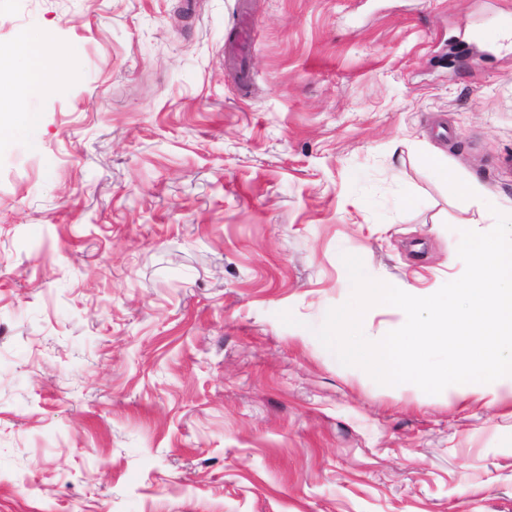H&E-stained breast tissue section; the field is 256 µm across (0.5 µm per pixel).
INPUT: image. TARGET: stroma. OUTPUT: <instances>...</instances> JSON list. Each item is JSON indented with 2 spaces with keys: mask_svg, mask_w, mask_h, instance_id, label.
Listing matches in <instances>:
<instances>
[{
  "mask_svg": "<svg viewBox=\"0 0 512 512\" xmlns=\"http://www.w3.org/2000/svg\"><path fill=\"white\" fill-rule=\"evenodd\" d=\"M24 33L70 61L0 124V512H512V397L315 335L344 255L432 294L512 207V0H0Z\"/></svg>",
  "mask_w": 512,
  "mask_h": 512,
  "instance_id": "obj_1",
  "label": "stroma"
}]
</instances>
